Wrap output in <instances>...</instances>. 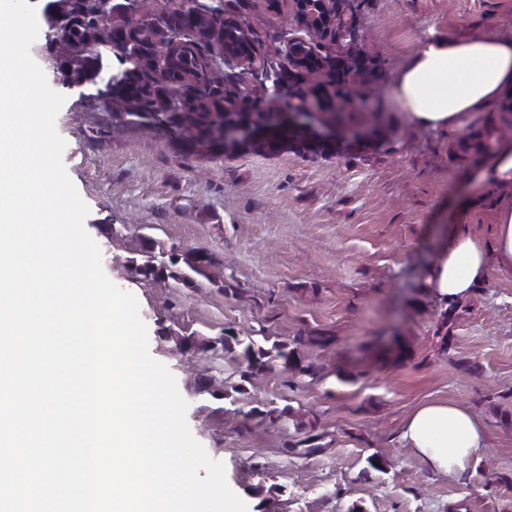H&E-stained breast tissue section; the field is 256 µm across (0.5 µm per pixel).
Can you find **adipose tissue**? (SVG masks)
I'll return each mask as SVG.
<instances>
[{
	"instance_id": "1",
	"label": "adipose tissue",
	"mask_w": 512,
	"mask_h": 512,
	"mask_svg": "<svg viewBox=\"0 0 512 512\" xmlns=\"http://www.w3.org/2000/svg\"><path fill=\"white\" fill-rule=\"evenodd\" d=\"M512 96V39L429 32L396 77L394 97L415 126L455 129L472 113ZM512 270V207L496 217L492 247L455 227L425 273L424 285L441 303L462 298L492 269ZM404 441L431 468L464 469L485 443L480 421L461 405L432 401L407 418Z\"/></svg>"
}]
</instances>
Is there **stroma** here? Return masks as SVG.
<instances>
[{
    "mask_svg": "<svg viewBox=\"0 0 512 512\" xmlns=\"http://www.w3.org/2000/svg\"><path fill=\"white\" fill-rule=\"evenodd\" d=\"M47 2H33L30 52L65 98L56 129L89 208L84 228L108 277L136 296L151 356L248 512H512V271H492L449 322L424 287L452 227L493 244L512 182L472 181L491 160L475 144L512 122V102L434 130L411 124L393 92L429 31L511 38L512 0H365L361 38L342 48L365 69L332 95L337 132L316 150L299 130L285 147L227 150L202 147L168 115L113 116L91 87L64 83ZM224 10L265 52L291 30L287 0ZM198 249L212 263L192 284L136 271L149 255ZM243 336L267 350L308 337L314 375L278 364L244 378L240 347L223 345ZM428 401L482 422L485 444L465 471H435L402 440Z\"/></svg>",
    "mask_w": 512,
    "mask_h": 512,
    "instance_id": "obj_1",
    "label": "stroma"
}]
</instances>
